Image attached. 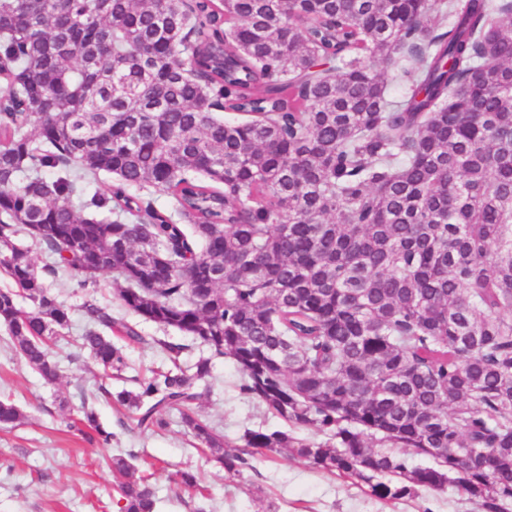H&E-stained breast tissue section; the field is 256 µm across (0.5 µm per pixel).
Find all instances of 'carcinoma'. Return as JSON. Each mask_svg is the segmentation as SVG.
I'll use <instances>...</instances> for the list:
<instances>
[{
	"label": "carcinoma",
	"instance_id": "carcinoma-1",
	"mask_svg": "<svg viewBox=\"0 0 512 512\" xmlns=\"http://www.w3.org/2000/svg\"><path fill=\"white\" fill-rule=\"evenodd\" d=\"M397 57L392 98L372 60ZM0 58V325L45 384L71 319L42 273L110 275L127 310L208 351L189 373L158 341L173 367L115 395L140 429L176 409L230 475L292 448L380 500L453 484L512 512V0H4ZM84 310L83 347L121 376L111 334L145 338ZM224 357L320 439L251 430L225 451L193 409ZM23 417L0 400L1 426ZM118 494L155 512L144 481Z\"/></svg>",
	"mask_w": 512,
	"mask_h": 512
}]
</instances>
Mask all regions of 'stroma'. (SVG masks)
Listing matches in <instances>:
<instances>
[{
    "instance_id": "stroma-1",
    "label": "stroma",
    "mask_w": 512,
    "mask_h": 512,
    "mask_svg": "<svg viewBox=\"0 0 512 512\" xmlns=\"http://www.w3.org/2000/svg\"><path fill=\"white\" fill-rule=\"evenodd\" d=\"M45 283L71 318L68 337L52 347L61 369L56 385L43 384L0 328V396L13 400L26 415L23 424L0 428V512H119L112 458L130 451L137 456L136 477L154 486L157 512H266L270 506L276 512H481L452 485L437 493L382 501L286 450L256 457L250 469L231 476L195 447L175 411L167 413L165 428L140 430L135 413L111 400V393L137 390L151 369L168 366L162 342L185 344L180 364L186 369L206 355V348L127 311L111 278H101L94 288L79 287L64 274ZM88 301L145 338L144 343L124 345L122 378L105 377L79 346L88 326L83 308ZM239 385L240 372L228 357L214 360L210 375L197 384V411L234 452L247 431L285 427ZM85 406L113 433L110 444L89 438L79 422ZM180 471L195 475V487L177 484Z\"/></svg>"
}]
</instances>
